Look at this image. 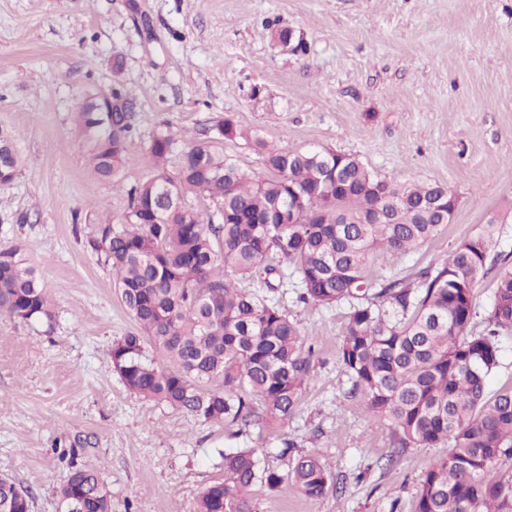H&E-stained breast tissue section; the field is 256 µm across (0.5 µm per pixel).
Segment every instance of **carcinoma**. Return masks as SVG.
I'll return each instance as SVG.
<instances>
[{"instance_id": "carcinoma-1", "label": "carcinoma", "mask_w": 512, "mask_h": 512, "mask_svg": "<svg viewBox=\"0 0 512 512\" xmlns=\"http://www.w3.org/2000/svg\"><path fill=\"white\" fill-rule=\"evenodd\" d=\"M95 97L89 92L74 123L89 174L115 184L136 113L98 112ZM237 138L262 154L264 174L250 175L224 152L223 141ZM16 141L0 130L1 185L21 168ZM174 144L170 130L152 133V176L124 188L121 220L105 221L94 240L139 327L112 345L125 387L205 422L281 430L310 379L311 349L278 301L237 286L279 272L271 264L277 258L293 266L303 302L349 304L338 349L348 395L390 423L393 454L411 444H449L420 482L416 512H512V475L494 471L498 459L512 457V388L492 396L486 388L500 337L512 334V264L491 255L495 219L460 242L448 262L417 272L415 283L393 275L375 287V258L407 254L452 222L456 204L447 187L395 184L331 149L270 148L230 117L207 142L177 154ZM296 200L299 223L290 224L288 205ZM490 261L501 267L488 331L468 335L474 290ZM0 314L48 325L55 318L16 245L0 247ZM146 344L155 357L145 354ZM220 457L224 479L203 491L195 512H256V484L275 491L288 478L320 497L333 482L314 454L296 455L285 475L260 468L251 448ZM57 497L62 512H111L109 492L90 470H74ZM19 501L31 506V493L0 479V512H17Z\"/></svg>"}]
</instances>
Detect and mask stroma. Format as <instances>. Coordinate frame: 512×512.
<instances>
[{
    "mask_svg": "<svg viewBox=\"0 0 512 512\" xmlns=\"http://www.w3.org/2000/svg\"><path fill=\"white\" fill-rule=\"evenodd\" d=\"M275 22L303 34L306 53L283 51ZM115 84L139 110L118 188L88 176L73 122L86 91ZM227 117L276 147L330 148L457 197L451 224L375 259L371 279L414 280L494 215L497 249L512 253V0H0V128L23 157L0 185V245L21 246L56 312L50 327L0 315V475L30 491L31 512H58L57 489L83 466L112 512H195L224 476L219 451L254 449L285 474V439L320 453L334 480L316 498L288 480L255 486L257 512H415L424 473L448 452L392 456L387 423L347 395V305L300 303L288 282L276 296L314 352L280 434L239 435L124 386L110 351L137 325L91 245L95 218L120 220L124 187L152 175L155 130L185 146Z\"/></svg>",
    "mask_w": 512,
    "mask_h": 512,
    "instance_id": "35a3bbf8",
    "label": "stroma"
}]
</instances>
